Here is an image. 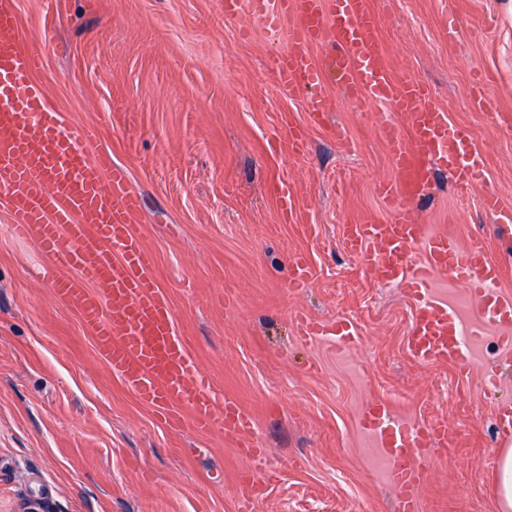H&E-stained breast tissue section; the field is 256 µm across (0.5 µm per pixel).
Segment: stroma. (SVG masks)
Listing matches in <instances>:
<instances>
[{"label": "stroma", "instance_id": "obj_1", "mask_svg": "<svg viewBox=\"0 0 512 512\" xmlns=\"http://www.w3.org/2000/svg\"><path fill=\"white\" fill-rule=\"evenodd\" d=\"M392 72L429 86L466 126L485 180L459 194L434 171L410 204L419 223L467 247L483 236L512 293L507 241L483 197L512 209V0H373ZM21 46L65 126L90 125L126 166L146 208L137 226L197 369L217 396L254 419L270 481L252 512H397L382 455L359 420L384 403L400 422L441 424L418 489L420 512H497L498 453L512 431V350L493 328L470 374L415 359L406 345L415 305L363 269L343 224L387 221L379 195L393 179L381 103L354 104L324 87L330 125L314 126L302 95L278 86L277 32L224 0H18ZM492 78L486 106L475 95ZM307 149L289 151L288 125ZM340 128L343 142L332 137ZM287 183L293 218L268 187ZM0 207V512H240L241 456L223 430L161 421L95 356L77 315L52 292L45 259L11 232ZM307 279L294 283L292 257ZM346 320L348 350L302 337L301 320Z\"/></svg>", "mask_w": 512, "mask_h": 512}]
</instances>
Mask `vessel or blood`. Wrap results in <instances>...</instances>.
Returning a JSON list of instances; mask_svg holds the SVG:
<instances>
[{"label":"vessel or blood","instance_id":"1","mask_svg":"<svg viewBox=\"0 0 512 512\" xmlns=\"http://www.w3.org/2000/svg\"><path fill=\"white\" fill-rule=\"evenodd\" d=\"M245 2L284 42L276 59L278 83L304 93L314 122L327 121L331 106L321 89L331 79L357 103L389 105L411 130L406 136L391 124L382 129L396 170L380 190L389 220L341 227L343 242L374 278L407 287L416 304L407 339L411 354L451 363L462 373L474 363L470 343L482 322H463L430 293L440 274L465 284L475 297L492 298L500 311L499 339L511 347L512 297L499 292L502 268L483 240L474 238L462 250L451 236H427L408 209L433 168L448 170L462 190L483 181L480 151L424 82L389 72L370 0H224L225 16L237 15ZM39 61V51L18 45L16 0H0V203L12 215L15 235L49 260L56 297L77 313L97 357L142 404L172 426L181 422L180 408H188L197 431L223 427L241 454L260 458L249 413L233 399L216 398L175 332L154 256L134 229L145 207L141 193L127 171L98 149L96 127L63 129L34 81ZM421 245L426 258L417 264L411 252ZM301 332L333 336L341 348L356 338L341 320H307ZM363 426L389 463L401 512H415L413 491L426 478L431 448L447 442V428L390 421L381 403L365 412Z\"/></svg>","mask_w":512,"mask_h":512}]
</instances>
